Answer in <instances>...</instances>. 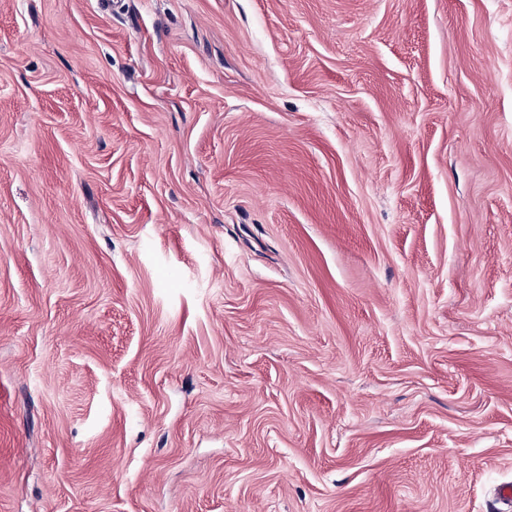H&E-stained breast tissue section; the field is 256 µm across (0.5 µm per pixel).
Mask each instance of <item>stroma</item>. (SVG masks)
I'll list each match as a JSON object with an SVG mask.
<instances>
[{"label":"stroma","instance_id":"obj_1","mask_svg":"<svg viewBox=\"0 0 512 512\" xmlns=\"http://www.w3.org/2000/svg\"><path fill=\"white\" fill-rule=\"evenodd\" d=\"M512 0H0V512H512Z\"/></svg>","mask_w":512,"mask_h":512}]
</instances>
